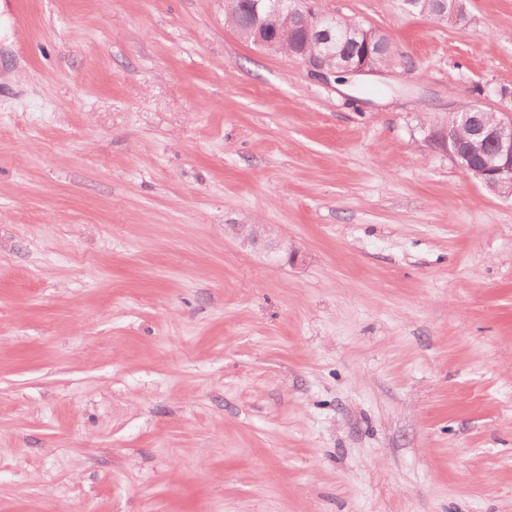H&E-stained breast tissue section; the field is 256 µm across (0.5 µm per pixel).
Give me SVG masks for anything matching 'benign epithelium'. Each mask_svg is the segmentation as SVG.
I'll return each mask as SVG.
<instances>
[{"label": "benign epithelium", "instance_id": "7a95c632", "mask_svg": "<svg viewBox=\"0 0 512 512\" xmlns=\"http://www.w3.org/2000/svg\"><path fill=\"white\" fill-rule=\"evenodd\" d=\"M254 43L276 52L281 51L280 33L296 31L302 38L311 33H318L312 48L300 52V59L308 66L311 74L326 80L342 68L353 77L381 76L386 69L375 64V57L381 52V44L377 32L354 25L353 36L360 38V51L343 54L331 50V30L340 28L337 18L327 14H314L304 11L299 6V0H253ZM277 19L275 30L266 27V21ZM475 129L469 137L461 140L463 147L457 146L449 150L453 156L464 153L473 160V165L491 180L512 184V114L499 113V117L491 125L479 121L478 113L471 115ZM224 231L242 243L255 245L263 243L273 249L276 238L271 229L264 224H226Z\"/></svg>", "mask_w": 512, "mask_h": 512}]
</instances>
